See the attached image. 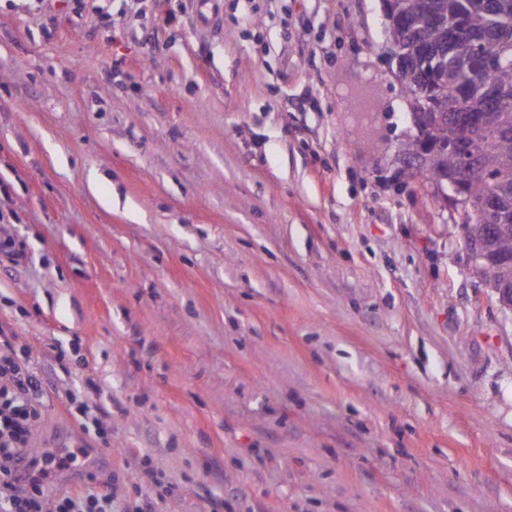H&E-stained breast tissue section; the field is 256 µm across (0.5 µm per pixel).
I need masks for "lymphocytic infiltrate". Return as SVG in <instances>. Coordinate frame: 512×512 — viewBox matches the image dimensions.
Masks as SVG:
<instances>
[{"label":"lymphocytic infiltrate","instance_id":"f902f5d3","mask_svg":"<svg viewBox=\"0 0 512 512\" xmlns=\"http://www.w3.org/2000/svg\"><path fill=\"white\" fill-rule=\"evenodd\" d=\"M42 397L37 373L13 349H0V512H113L111 482L53 495L51 472L66 468L68 458L59 459L50 470L27 461Z\"/></svg>","mask_w":512,"mask_h":512}]
</instances>
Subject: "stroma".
<instances>
[{"label":"stroma","instance_id":"1","mask_svg":"<svg viewBox=\"0 0 512 512\" xmlns=\"http://www.w3.org/2000/svg\"><path fill=\"white\" fill-rule=\"evenodd\" d=\"M73 2L0 0V347L54 492L512 512V311L434 187L388 183L381 0Z\"/></svg>","mask_w":512,"mask_h":512}]
</instances>
